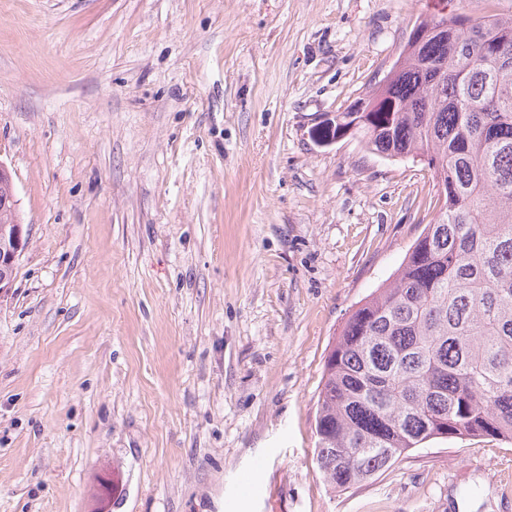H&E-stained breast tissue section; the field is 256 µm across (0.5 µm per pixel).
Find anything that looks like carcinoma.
<instances>
[{
    "mask_svg": "<svg viewBox=\"0 0 512 512\" xmlns=\"http://www.w3.org/2000/svg\"><path fill=\"white\" fill-rule=\"evenodd\" d=\"M425 15L414 42L326 130L418 159L443 191L392 281L323 366L315 461L356 488L435 440H512V15Z\"/></svg>",
    "mask_w": 512,
    "mask_h": 512,
    "instance_id": "cac0c4a2",
    "label": "carcinoma"
}]
</instances>
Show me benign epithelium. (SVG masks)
Returning <instances> with one entry per match:
<instances>
[{
  "label": "benign epithelium",
  "mask_w": 512,
  "mask_h": 512,
  "mask_svg": "<svg viewBox=\"0 0 512 512\" xmlns=\"http://www.w3.org/2000/svg\"><path fill=\"white\" fill-rule=\"evenodd\" d=\"M19 200L9 169L0 162V295L13 284L28 235L18 215Z\"/></svg>",
  "instance_id": "1"
}]
</instances>
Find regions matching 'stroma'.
<instances>
[{"mask_svg":"<svg viewBox=\"0 0 512 512\" xmlns=\"http://www.w3.org/2000/svg\"><path fill=\"white\" fill-rule=\"evenodd\" d=\"M438 2L0 0V512H512V441L345 492L313 457L331 344L435 214L423 163L320 132ZM19 200L9 169L0 162V295L13 284L28 235L18 215Z\"/></svg>","mask_w":512,"mask_h":512,"instance_id":"35a3bbf8","label":"stroma"}]
</instances>
